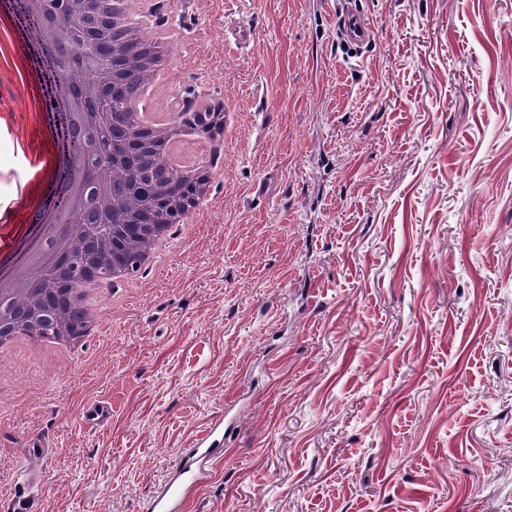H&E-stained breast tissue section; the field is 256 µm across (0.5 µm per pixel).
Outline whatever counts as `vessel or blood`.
Segmentation results:
<instances>
[{"instance_id":"vessel-or-blood-1","label":"vessel or blood","mask_w":512,"mask_h":512,"mask_svg":"<svg viewBox=\"0 0 512 512\" xmlns=\"http://www.w3.org/2000/svg\"><path fill=\"white\" fill-rule=\"evenodd\" d=\"M335 19L336 29L350 49L361 51L373 43L372 25L354 0H336ZM224 444V438L213 433L186 449L172 478L154 496L152 512H183L192 490L209 481Z\"/></svg>"}]
</instances>
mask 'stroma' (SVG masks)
<instances>
[{
  "label": "stroma",
  "instance_id": "stroma-1",
  "mask_svg": "<svg viewBox=\"0 0 512 512\" xmlns=\"http://www.w3.org/2000/svg\"><path fill=\"white\" fill-rule=\"evenodd\" d=\"M357 3L352 58L332 0H186L153 108L245 112L235 188L103 339L31 361L36 402L0 396V508L146 512L221 420L185 512H512V0ZM335 19L336 30L349 49L362 51L373 43L372 25L354 0H336Z\"/></svg>",
  "mask_w": 512,
  "mask_h": 512
}]
</instances>
